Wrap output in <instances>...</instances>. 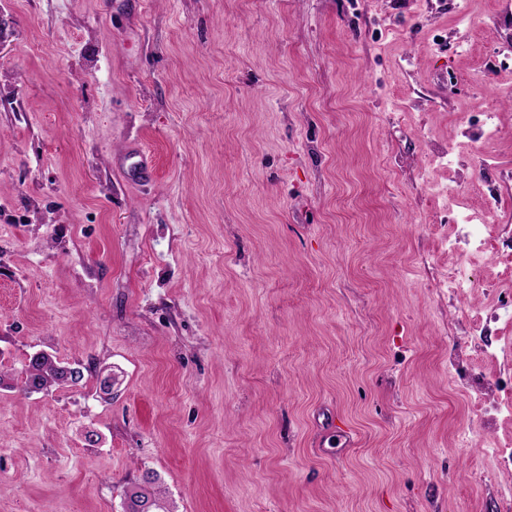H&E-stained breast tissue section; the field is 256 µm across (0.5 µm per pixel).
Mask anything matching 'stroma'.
Here are the masks:
<instances>
[{"mask_svg":"<svg viewBox=\"0 0 512 512\" xmlns=\"http://www.w3.org/2000/svg\"><path fill=\"white\" fill-rule=\"evenodd\" d=\"M509 48L512 0H0V512H505L512 257L445 204L512 237ZM484 245L485 241L481 227L478 224H466L463 238L458 243L450 244V248L459 249L463 257V263H469L471 255L482 252ZM34 354L28 358L24 371L23 389L27 393L47 392L82 380L83 371L80 368L66 366L44 352L37 357ZM156 475L146 471L141 482L126 493L123 512H169L163 501L164 492L156 487Z\"/></svg>","mask_w":512,"mask_h":512,"instance_id":"1","label":"stroma"}]
</instances>
